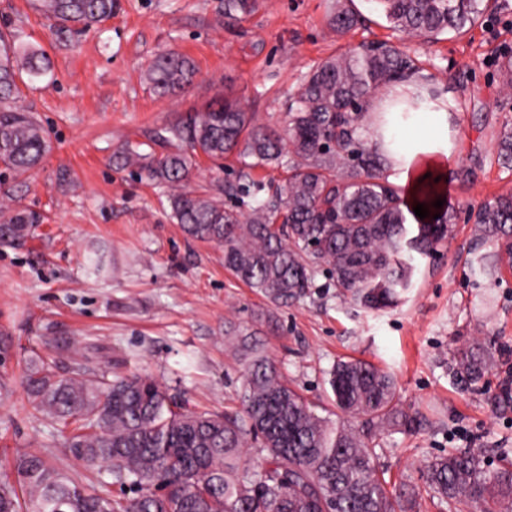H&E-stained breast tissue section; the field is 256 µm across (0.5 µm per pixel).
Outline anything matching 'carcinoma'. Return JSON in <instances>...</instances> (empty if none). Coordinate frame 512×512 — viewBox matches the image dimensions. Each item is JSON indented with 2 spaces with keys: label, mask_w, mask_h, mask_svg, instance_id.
<instances>
[{
  "label": "carcinoma",
  "mask_w": 512,
  "mask_h": 512,
  "mask_svg": "<svg viewBox=\"0 0 512 512\" xmlns=\"http://www.w3.org/2000/svg\"><path fill=\"white\" fill-rule=\"evenodd\" d=\"M389 27L412 36L460 34L492 13L491 0H373ZM53 34L68 37L112 18L116 0H34ZM251 0H224V18L247 13ZM361 17L336 0L329 23L338 33ZM420 62L387 42L363 43L309 68L285 102L281 130L256 123L236 100L224 99L155 138L169 146L117 156L125 168L168 189L171 215L183 233L224 249V268L278 309L300 301L323 270L336 292L364 310L397 305L412 286L414 261L436 251L457 214L436 208L438 189L420 188L413 205L388 181V157L363 138L366 106L383 86L418 76ZM51 72L40 49L0 32V165L16 176L37 169L49 144L42 124L17 105L18 80ZM512 88V53L498 62ZM192 61L169 51L145 73L153 91L172 95L190 83ZM235 157L248 169L284 173L268 187L247 173L214 193L188 189L199 156ZM498 160L512 167V128L498 142ZM235 199L224 205L221 195ZM424 205L428 217L415 215ZM479 236L492 239L495 261L512 268V194L471 215ZM17 213L0 224V244L18 242L40 223ZM242 360L240 407L224 413L186 408L152 378L130 374L104 381L77 366L61 377L43 357L30 360L28 398L52 423L71 430L70 452L112 481L85 484L39 452L16 456L0 477V512H417L416 487H395L379 469L378 440L412 432L417 416L400 404L392 376L377 365L339 360L325 384L336 419L318 415L280 366L229 325ZM480 344L459 350L454 371L465 386L488 370ZM425 484L458 512H512V461L498 467L479 454L450 452L423 466ZM129 489L120 496L111 487Z\"/></svg>",
  "instance_id": "cac0c4a2"
}]
</instances>
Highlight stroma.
<instances>
[{"mask_svg": "<svg viewBox=\"0 0 512 512\" xmlns=\"http://www.w3.org/2000/svg\"><path fill=\"white\" fill-rule=\"evenodd\" d=\"M33 0H0V21L49 56L53 71L24 88L20 103L43 125L51 150L26 177H0V202L40 215L30 236L0 245V473L17 451L41 449L71 476L97 482L68 447V436L38 414L22 384L28 361L56 337L57 371L83 364L97 376L147 375L179 394L191 410L235 406L241 364L224 349V327L248 326L255 339L323 416L335 407L325 371L341 358L390 372L406 410L419 413L413 433L384 436L380 467L392 484L420 489V512H449L421 486L420 468L448 451H472L491 463L512 460V403L495 400L512 368V269L487 275L494 254L468 215L512 192V168L499 164L497 142L512 127V91L497 77L512 49V0L460 34L411 38L388 28L373 0H352L363 21L333 31L332 0H255L240 20L223 0H119L111 19L68 40L52 35ZM385 41L420 60L454 102L453 163L444 198L456 210L454 232L419 259L413 286L397 306L366 311L337 297L316 274L315 288L294 305L260 317L263 298L224 268V253L187 238L171 217L165 188L120 168L126 145L164 153L155 130L228 96L263 124L286 122L284 102L302 75L330 55ZM175 50L195 65L191 85L154 94L143 72L158 53ZM484 343L489 372L467 389L450 362Z\"/></svg>", "mask_w": 512, "mask_h": 512, "instance_id": "1", "label": "stroma"}]
</instances>
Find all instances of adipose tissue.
<instances>
[{"label": "adipose tissue", "instance_id": "obj_1", "mask_svg": "<svg viewBox=\"0 0 512 512\" xmlns=\"http://www.w3.org/2000/svg\"><path fill=\"white\" fill-rule=\"evenodd\" d=\"M422 90L419 78L412 77L400 83L387 85L368 105L370 113H383L385 124L368 123V141L379 151L391 154L392 171L397 172L404 186L403 198L413 202L426 175L446 174L451 162V144L448 139V100L440 98L427 119L403 121L400 114Z\"/></svg>", "mask_w": 512, "mask_h": 512}]
</instances>
